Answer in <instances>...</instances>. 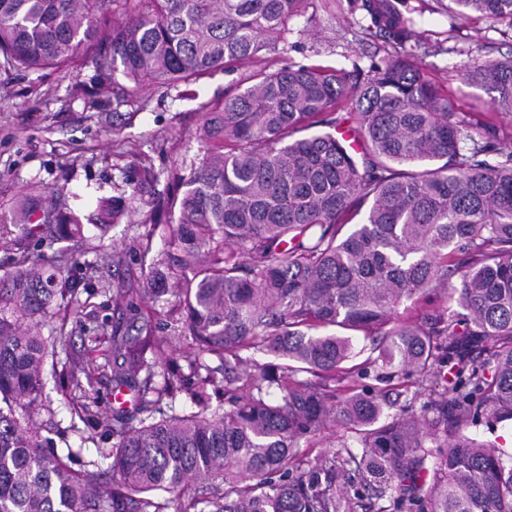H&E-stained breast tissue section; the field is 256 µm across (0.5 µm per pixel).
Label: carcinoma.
Instances as JSON below:
<instances>
[{
  "label": "carcinoma",
  "instance_id": "cac0c4a2",
  "mask_svg": "<svg viewBox=\"0 0 512 512\" xmlns=\"http://www.w3.org/2000/svg\"><path fill=\"white\" fill-rule=\"evenodd\" d=\"M303 2L0 0V68L188 82L276 47ZM448 3L512 23V0ZM349 6L400 50L367 71L260 70L211 106L202 158L171 174L164 247L151 258L141 245V278L102 286L128 312L104 362L67 352L68 319L86 308L78 259L32 254L46 238H82L80 217L30 185L13 227L0 225L17 254L0 277V512H167L166 493L178 512H355L365 496L398 512H512V448L468 435L512 421V151L484 113L459 111L420 73L392 0ZM463 84L511 113L512 55L475 62ZM125 210L100 200L97 227ZM165 294L174 336L140 305ZM412 300L427 309L404 319ZM57 301L69 313L44 336ZM175 339L190 349L187 375L171 369ZM62 352L85 440L112 438L98 449L109 482L41 434L45 364ZM107 375L136 393L138 423L99 412ZM396 377L412 397L382 424L394 403L358 380ZM179 392L191 411L170 415ZM327 430L341 431L331 451L300 449Z\"/></svg>",
  "mask_w": 512,
  "mask_h": 512
}]
</instances>
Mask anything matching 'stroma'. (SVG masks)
Segmentation results:
<instances>
[{
	"instance_id": "35a3bbf8",
	"label": "stroma",
	"mask_w": 512,
	"mask_h": 512,
	"mask_svg": "<svg viewBox=\"0 0 512 512\" xmlns=\"http://www.w3.org/2000/svg\"><path fill=\"white\" fill-rule=\"evenodd\" d=\"M394 2L411 24L414 61L426 78L457 94L461 111H489V95L474 93L461 78L475 59L512 54V24L477 14L459 18L449 12L448 0ZM366 25L362 13L351 12L348 0H304L300 15L290 23L287 43L235 71L217 70L174 86H137L91 66L76 72L0 68V219H10L20 190L32 184L62 199L85 226V238L75 250L90 285L79 295L94 317L69 321L70 352L82 354L89 348L93 323H102L108 331L120 317L111 295L95 284L140 277L137 245L149 213L166 195L168 172L200 154L198 132L208 106L243 91L246 76L260 69L272 72L287 62L366 69L393 55V46L369 35ZM146 167L159 174L157 183L140 185ZM119 195L130 199L125 217L99 232L94 226L99 200ZM116 250L127 260L119 270L112 265ZM67 386L63 371L47 375L44 393L54 415L45 420L42 433L54 440L59 454L76 450L73 466L78 469L86 461L99 460V448L111 447L112 440L82 443L72 427ZM99 462L108 468V461Z\"/></svg>"
}]
</instances>
